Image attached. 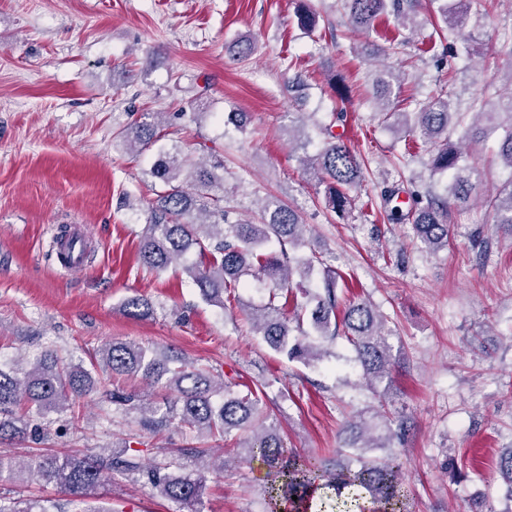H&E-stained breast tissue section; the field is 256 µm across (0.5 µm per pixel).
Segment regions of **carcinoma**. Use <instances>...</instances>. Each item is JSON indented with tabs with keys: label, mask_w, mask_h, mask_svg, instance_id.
<instances>
[{
	"label": "carcinoma",
	"mask_w": 512,
	"mask_h": 512,
	"mask_svg": "<svg viewBox=\"0 0 512 512\" xmlns=\"http://www.w3.org/2000/svg\"><path fill=\"white\" fill-rule=\"evenodd\" d=\"M350 29L366 31L393 12L400 24L407 14L402 0H342ZM467 10L466 0H442L439 13L448 30L458 27V15ZM449 102L436 98L420 111L388 113L400 128L419 132L428 145L433 172H452L446 194L422 201L412 196L410 216L417 238L425 249L434 253L448 247V223L452 210L465 205L474 184L473 168L459 164L460 153L448 143L450 125L465 126L464 138L479 144L489 133L504 130L496 151V160L512 170V92L499 99L493 110L474 113L448 112ZM322 146L315 155L303 160L305 171L317 183L325 186V203L334 212H343L351 205L349 191L364 180L365 161L341 137L324 125ZM118 138L141 153L157 147L156 159L149 170L159 182L156 198L148 203V217L142 232L140 254L151 269L163 271L182 265L202 298L208 303L224 305V294L237 288L241 277L253 275L270 288L269 301L251 314L256 331L276 352H284L291 360L319 359L327 351L310 340L303 330V317L296 315L299 336L290 338L286 304L279 299L292 292V266L287 249L304 244L305 224L297 211L275 199L269 200L260 213V221L231 223L224 211V157L213 162H191L181 151L157 145L160 137L147 124L130 126ZM491 223L512 230V179L487 199ZM278 243L280 250L268 252L266 247ZM196 250L199 262L184 263L190 250ZM322 290L305 292L307 302L302 310L309 311L310 326L315 336L326 340L336 335V276L323 271ZM133 317H147L152 304L140 297L124 303ZM341 325L345 338L352 344L356 361L368 379L367 388L378 393L383 382L391 381L396 366L391 345L381 315L370 301L350 299L345 304ZM106 379L134 375L153 389L166 392L157 402L146 396L120 391H105L106 400L116 409L134 419L138 425L154 434L169 429L205 432L223 441L236 431L244 438L250 461L266 469L267 508L269 512H324L326 491H335L337 504L363 508L368 501L372 512H414V498L403 484L404 461L393 449L394 442L403 439L404 421L392 427V419L384 420L381 433L373 443L363 442L366 420L349 421L339 433L336 457L316 459L284 446L277 427L267 423L269 414L262 398L256 393L229 395L230 384H216L212 375L189 364L173 351L157 356L136 342H112L99 352ZM101 381L82 365L62 366L49 355L30 369L4 371L0 369V441L8 438H39L44 428L38 419L49 411L66 407L95 391ZM221 399H216V396ZM370 448H388L383 459L366 456ZM186 464L179 475L167 472L164 464L143 466L139 451L131 448L112 450L88 456L70 453L38 454L20 465L0 455V475L17 477L21 468L37 478L55 485L71 496L72 512H112V509L87 503L104 472L138 475L163 498L178 506L179 512H203L205 472L213 448H180ZM498 467L506 479L505 498L512 502V448H505L498 458ZM297 499H292V496ZM0 512H62L60 505L40 500H11L0 496Z\"/></svg>",
	"instance_id": "carcinoma-1"
}]
</instances>
